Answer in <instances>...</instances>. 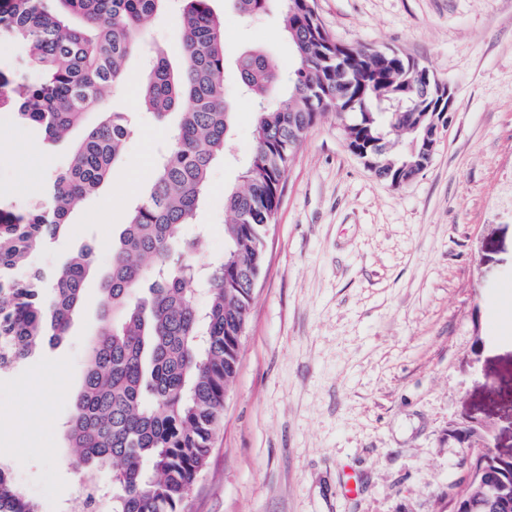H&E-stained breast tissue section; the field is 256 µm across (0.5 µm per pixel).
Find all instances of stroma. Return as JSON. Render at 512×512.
Masks as SVG:
<instances>
[{
    "label": "stroma",
    "instance_id": "1",
    "mask_svg": "<svg viewBox=\"0 0 512 512\" xmlns=\"http://www.w3.org/2000/svg\"><path fill=\"white\" fill-rule=\"evenodd\" d=\"M211 6L224 22L227 83L250 50L293 69L280 0L251 21L227 0ZM315 9L336 41L399 51L445 81L453 125L401 186L365 168L334 117L309 129L265 239L223 426L186 510L453 512L470 472L454 429L472 415L512 448V0H315ZM180 44L172 0L127 63L136 86L108 96L133 127L122 161L19 277L84 245L98 272L108 269L137 200L128 179L156 164L176 125L143 108L144 62L155 52L178 61ZM233 110L232 150L213 164L185 229L213 260L224 255V192L253 147L252 100L235 97ZM69 154L64 142L45 161L0 112V198L33 208L39 183ZM100 315L95 275L65 340L0 376V461L40 512H67L86 477L63 463L74 453L65 432ZM348 470L352 497L340 489Z\"/></svg>",
    "mask_w": 512,
    "mask_h": 512
}]
</instances>
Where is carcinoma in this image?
<instances>
[{
  "label": "carcinoma",
  "instance_id": "carcinoma-1",
  "mask_svg": "<svg viewBox=\"0 0 512 512\" xmlns=\"http://www.w3.org/2000/svg\"><path fill=\"white\" fill-rule=\"evenodd\" d=\"M168 0H0V39L16 43V70L0 71V108L44 148L74 130L68 166L40 188V203L18 211L0 201V375L68 335L94 249L81 247L49 272L16 271L66 235L70 215L98 194L130 135L123 112L102 111L125 78L144 26ZM257 18L273 0H232ZM282 30L298 60L288 79L259 50L237 60V85L255 104L254 145L243 186L225 192L226 247L203 262L184 229L193 223L210 169L224 156L233 122L224 82V23L211 0H183L182 56L153 57L141 89L160 118L178 114L173 142L112 244L101 285V324L91 341L66 438L75 468L112 472L108 488L84 483V510L107 499L109 512H184L224 417L253 284L264 264L287 169L309 127L332 112L351 145L367 150L381 174L418 164L432 93L416 85L419 64L389 51L354 52L322 26L314 0H281ZM42 73L26 81L24 68ZM210 293L199 308L194 284ZM496 496L475 512H512V470H496ZM0 512H39L0 464Z\"/></svg>",
  "mask_w": 512,
  "mask_h": 512
}]
</instances>
